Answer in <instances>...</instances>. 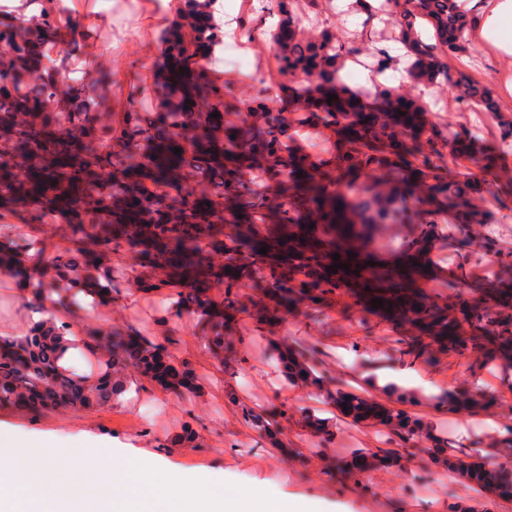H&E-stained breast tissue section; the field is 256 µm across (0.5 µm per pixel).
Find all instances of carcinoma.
Listing matches in <instances>:
<instances>
[{"label": "carcinoma", "instance_id": "obj_1", "mask_svg": "<svg viewBox=\"0 0 512 512\" xmlns=\"http://www.w3.org/2000/svg\"><path fill=\"white\" fill-rule=\"evenodd\" d=\"M27 2L39 6L38 15L0 26V209L22 205L40 223L65 216L76 248L47 253L37 241L20 244L0 231V268L17 275L36 308L50 313L49 321L24 333L0 336V404L35 412L108 405L124 392L129 366L164 390L199 392L193 372L175 365L165 346L132 333L86 332L82 344L101 365L95 376L60 365L77 342L66 340L70 327L57 321V309L82 308L78 284L87 286L94 304L111 301L117 287L102 253L121 245L157 275L139 282L140 289L179 284L161 324L192 317L221 362L224 330L237 315L248 314L262 328L289 316H311L319 304L347 297L362 311L359 320L382 315L413 358L474 353L496 363L512 387V278L470 281L472 252L465 250L448 293L426 291L434 278L429 254L442 233L443 213L455 214L454 236L463 248L474 225L487 223L486 213L471 203L478 188L448 180L444 162L449 148L483 176H494L493 152L478 146L468 128L449 142L426 121L425 105L404 104L387 88L366 105V113L352 111L337 73L355 49L330 30L304 31L288 0H276L280 21L272 43L277 74L306 83L295 106H269L262 90L241 98L206 81L201 55L223 34L204 22L212 0H186L187 21L168 28L167 54L157 64L160 108L148 120L133 108L115 125L100 123L88 104H101L104 80L59 94L60 73L43 62V46L53 36L52 11L43 0ZM384 6L414 58V79L451 83L465 108L494 113L501 141H512V113L499 110L491 91L464 74H448L444 57L469 46V25L456 0H384ZM423 24L433 29L427 41L417 31ZM330 94L335 99L328 100ZM195 103L210 111L192 108ZM229 110L242 123L233 136L224 134L222 122ZM290 111L297 113L296 130L333 131L336 153L319 159L294 153L285 124ZM214 112L218 117H211ZM176 147L181 153H174ZM112 181L118 193L98 191ZM381 224H411L414 235L400 261L371 266L367 248ZM263 247L265 254L259 253ZM480 252L512 267V251L493 239L482 242ZM336 263L349 270L332 268ZM250 277L263 289L246 306L237 285ZM214 285L224 286L220 301L211 294ZM378 298L381 307L372 303ZM273 352L289 384L313 387L340 414L381 428L391 441H422L437 472L482 494L512 498V464L466 453L405 410L344 389L318 370L312 347L276 344ZM497 401L491 391L477 396L459 386L448 393V411L483 409ZM241 414L270 441L280 435L288 409L244 406ZM305 419L317 447L336 442L330 421L309 413ZM403 454L402 448H358L333 466L361 483L370 471L399 463Z\"/></svg>", "mask_w": 512, "mask_h": 512}]
</instances>
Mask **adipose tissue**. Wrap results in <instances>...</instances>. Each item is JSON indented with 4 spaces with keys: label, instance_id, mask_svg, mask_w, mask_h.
<instances>
[{
    "label": "adipose tissue",
    "instance_id": "1",
    "mask_svg": "<svg viewBox=\"0 0 512 512\" xmlns=\"http://www.w3.org/2000/svg\"><path fill=\"white\" fill-rule=\"evenodd\" d=\"M460 9L469 16L472 40L491 45L503 65L504 79L498 92L502 98L512 97V0H458ZM370 387L391 394L399 390H420L429 400L444 398L445 391L424 377H411L409 369L383 370L369 378Z\"/></svg>",
    "mask_w": 512,
    "mask_h": 512
}]
</instances>
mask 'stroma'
I'll list each match as a JSON object with an SVG mask.
<instances>
[{
    "label": "stroma",
    "instance_id": "stroma-1",
    "mask_svg": "<svg viewBox=\"0 0 512 512\" xmlns=\"http://www.w3.org/2000/svg\"><path fill=\"white\" fill-rule=\"evenodd\" d=\"M164 2V11L158 13L153 0H53L59 30L67 33L80 26L84 33L66 46L48 41L45 57L60 65L67 84L109 76L110 84L99 109L101 120L119 119L133 105L145 112L154 111L155 63L164 53L163 34L175 20L183 0ZM132 28L139 33L137 41L123 55H111L110 47ZM269 40L265 34L247 47L252 62L247 69L235 66L227 56L209 55V82L220 85L226 77L236 76L240 80L239 94L249 97L258 91L256 78L263 77L270 86L271 97H280L282 88ZM446 63L450 74H467L487 87H495L500 81L499 63L491 47L448 55ZM435 99L428 118L445 136H453L464 126L497 152L496 181L476 197L491 221L476 226L471 251H478L487 236L494 237L502 248L512 250V196L498 190L499 184H512V145L501 143L492 114L463 110L451 85L438 86ZM0 224L10 225L17 238L43 240L50 250L69 244L66 225L59 219L51 224H34L27 211L15 208L0 210ZM21 290L13 274L0 272L2 334H18L29 326L31 310ZM167 306L165 291L124 290L110 304L108 321L83 311L62 310L58 316L76 336L102 326L132 330L150 342L166 339L172 361L187 366L197 376L201 384L198 394L184 397L141 380L133 388L132 405L128 408L109 404L81 411L36 414L17 405L0 404V423L24 433L64 437L89 431L137 446L148 442L181 468L220 475L226 482L239 485L262 481L273 491L317 500L325 512H448L451 502L478 499V491L469 485L438 477L427 454L418 448L406 467L371 472L366 490L340 472L329 471L325 464L329 457L345 456L355 448L382 449L386 443L377 428L353 423L337 415L308 389L289 385L272 359V342L277 339L291 346H314L322 373L347 390L371 393L381 402L385 401V394L369 392L366 377L381 369L400 367L429 377L441 388L477 382L483 389L499 392L502 398L512 397V389L500 380L493 365L476 367L468 358L413 360L385 320L374 317L359 322L357 310L344 300L325 306L317 322L291 316L280 324L259 329L247 315H240L228 343L235 360L223 365L208 350L192 317L186 315L169 326L160 325ZM244 405L260 410L289 406L288 420L282 425L281 447L270 445L244 421L240 411ZM305 410L333 420L337 433L333 446L313 448L301 423ZM412 411L431 421L453 446L471 452L485 454L495 450L504 435L503 414L496 407L461 418L423 399ZM186 426L196 435L195 447L184 448L176 443L177 435Z\"/></svg>",
    "mask_w": 512,
    "mask_h": 512
}]
</instances>
